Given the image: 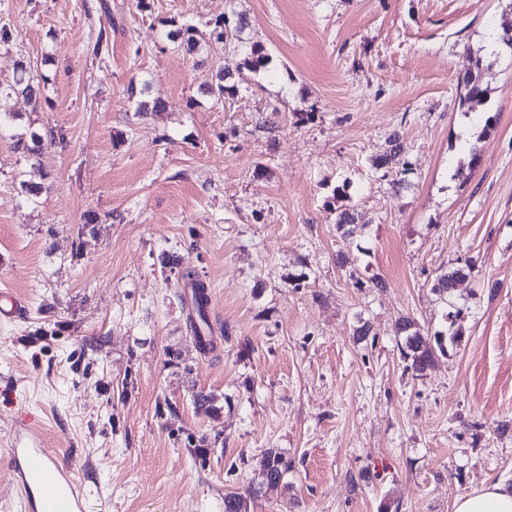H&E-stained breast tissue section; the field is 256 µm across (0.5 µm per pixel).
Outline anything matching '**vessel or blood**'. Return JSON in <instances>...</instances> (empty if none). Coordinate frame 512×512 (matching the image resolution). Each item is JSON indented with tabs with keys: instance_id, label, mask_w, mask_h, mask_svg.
<instances>
[{
	"instance_id": "b4317fda",
	"label": "vessel or blood",
	"mask_w": 512,
	"mask_h": 512,
	"mask_svg": "<svg viewBox=\"0 0 512 512\" xmlns=\"http://www.w3.org/2000/svg\"><path fill=\"white\" fill-rule=\"evenodd\" d=\"M10 450V465L24 493L25 512H87V498L62 466L27 429Z\"/></svg>"
}]
</instances>
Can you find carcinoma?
Returning <instances> with one entry per match:
<instances>
[{
    "instance_id": "cac0c4a2",
    "label": "carcinoma",
    "mask_w": 512,
    "mask_h": 512,
    "mask_svg": "<svg viewBox=\"0 0 512 512\" xmlns=\"http://www.w3.org/2000/svg\"><path fill=\"white\" fill-rule=\"evenodd\" d=\"M245 28L246 21L243 17L240 16L234 19L225 15L216 19L213 28L208 31L192 24L177 25L173 23L171 29L167 32L169 41L177 44L190 54L202 53L208 40L212 38L218 40L226 38L233 42L243 55V63L238 74L234 75L218 69L201 84L203 93L217 102L222 103L225 97L235 95L239 90V85L248 81L247 74L255 73L269 63V58L263 53V49L258 44L243 37ZM463 84L464 93L461 97V106L472 109L485 102L488 87L484 85L480 77L471 74L464 79ZM151 86L152 80L143 79L140 81V85L133 84L128 88V100L134 111L160 112L163 110L164 103L160 98L147 100ZM47 89V77L34 75L27 60L23 58L17 60L12 80L6 83L0 82V126L3 125L4 119H12L16 116L12 107L13 99L22 97L39 105L47 100L45 95ZM11 138L17 148L29 155L36 154L43 146L42 136L29 129L16 131L11 134ZM400 154L399 139L395 135L389 138L386 151L376 158L375 168L378 170L392 168L400 163ZM463 275V268H452L436 276L432 290L442 302L446 303L448 302V294L454 290L456 283ZM185 277L192 280L193 286L194 314L190 317L189 327L192 334L199 337L205 331V327L209 326L206 284L202 281H194L193 274L190 271L185 272ZM460 315L461 310L459 309L446 312L444 319L448 323V329L451 330V333L446 336L437 332L432 340L421 335L416 323L411 318L404 316L396 322L397 335L404 338V358L410 361L409 368L415 375H424L433 366L436 355L447 352V343L457 342L459 330L455 329V325ZM287 470L288 462L280 453L270 450L262 454L261 457L255 460L254 472L258 481L251 488L250 497L256 498L270 489L277 488ZM224 512H248V503L241 495L228 492L224 494Z\"/></svg>"
}]
</instances>
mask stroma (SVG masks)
<instances>
[{
	"label": "stroma",
	"mask_w": 512,
	"mask_h": 512,
	"mask_svg": "<svg viewBox=\"0 0 512 512\" xmlns=\"http://www.w3.org/2000/svg\"><path fill=\"white\" fill-rule=\"evenodd\" d=\"M232 13L269 63L219 104L200 85L241 55L165 34ZM5 23L0 81L26 58L49 101L0 131V290L26 307L0 317V512H24L23 427L89 512H224L270 449L288 471L250 512H454L512 483V48L486 50L512 0H0ZM476 71L488 98L467 113ZM145 76L164 112L130 106ZM28 126L36 156L10 137ZM394 134L408 169L376 171ZM465 260L461 338L414 376L395 322L446 330L431 287ZM193 286V299H194V314L190 317L189 327L192 331L193 337L201 336L202 332L205 333L206 326L209 328L208 318H207V304H208V294H207V286L203 281L194 280L192 283Z\"/></svg>",
	"instance_id": "obj_1"
}]
</instances>
